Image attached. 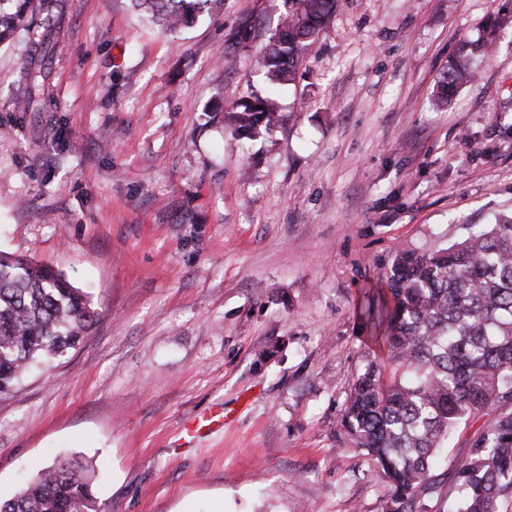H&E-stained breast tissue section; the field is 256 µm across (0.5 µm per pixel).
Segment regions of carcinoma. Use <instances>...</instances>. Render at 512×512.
Masks as SVG:
<instances>
[{
	"label": "carcinoma",
	"mask_w": 512,
	"mask_h": 512,
	"mask_svg": "<svg viewBox=\"0 0 512 512\" xmlns=\"http://www.w3.org/2000/svg\"><path fill=\"white\" fill-rule=\"evenodd\" d=\"M152 21L175 31L208 4L223 0H132ZM288 12L256 69L274 88L295 80L301 54L336 11V0H286ZM40 0H17L0 13V42ZM498 24L448 61L436 100L448 102L474 77L473 53L494 45ZM24 72L26 112L44 111L45 60ZM239 139L279 127L284 116L272 95L243 97L230 111H211ZM385 358L369 361L352 385L340 425L391 485L387 512H414L434 489L431 471L458 425L493 410L466 459L451 474L449 512H500L512 496V216H501L446 248L400 250L381 280L370 311ZM99 312L52 268L0 252V396L16 391L34 365L65 356L92 330ZM390 379H385L386 367ZM0 512H96L93 476L73 460L43 467Z\"/></svg>",
	"instance_id": "carcinoma-1"
}]
</instances>
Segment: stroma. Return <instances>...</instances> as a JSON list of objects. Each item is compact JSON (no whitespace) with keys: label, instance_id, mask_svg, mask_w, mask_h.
I'll list each match as a JSON object with an SVG mask.
<instances>
[{"label":"stroma","instance_id":"1","mask_svg":"<svg viewBox=\"0 0 512 512\" xmlns=\"http://www.w3.org/2000/svg\"><path fill=\"white\" fill-rule=\"evenodd\" d=\"M284 0H224L170 32L130 0H51L0 43V252L51 266L100 314L0 399V497L90 463L99 512H385L340 429L380 356L365 312L399 249L512 214V0H338L256 141L208 122L267 87ZM45 109L21 112L45 18ZM478 78L436 109L448 58ZM224 428L180 443L191 417ZM491 414L461 424L420 512ZM498 24L492 22L486 26L484 36L478 44H464L455 57L448 61V69L439 82L435 97L438 102L447 103L456 92L474 77L471 66L473 53L494 45L497 38Z\"/></svg>","mask_w":512,"mask_h":512}]
</instances>
